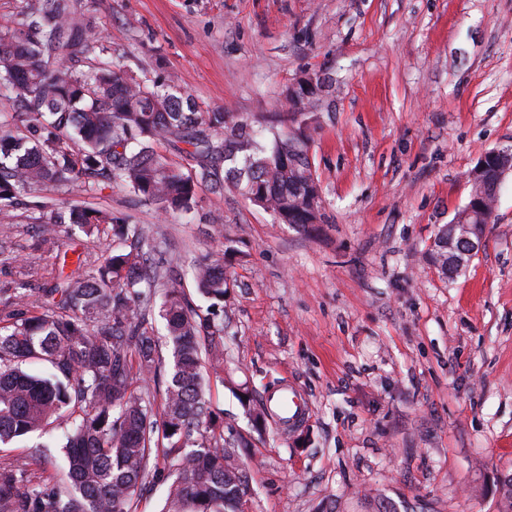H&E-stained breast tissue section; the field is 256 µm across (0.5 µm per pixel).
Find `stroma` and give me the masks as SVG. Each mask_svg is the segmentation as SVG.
Returning a JSON list of instances; mask_svg holds the SVG:
<instances>
[{
    "mask_svg": "<svg viewBox=\"0 0 512 512\" xmlns=\"http://www.w3.org/2000/svg\"><path fill=\"white\" fill-rule=\"evenodd\" d=\"M80 3L131 74L174 79L258 132L287 131L289 88L324 80L309 119L324 221L309 231L229 190L200 188L173 216L121 186L38 195L151 227L149 263L187 290L193 261L226 251L224 365L207 395L246 443L251 512H498L512 474V177L459 273L438 272L429 248L477 160L512 147V0ZM34 215L0 209V284L28 261L68 274L80 252L130 248L65 229L37 250ZM286 381L308 419L256 427L252 410Z\"/></svg>",
    "mask_w": 512,
    "mask_h": 512,
    "instance_id": "stroma-1",
    "label": "stroma"
}]
</instances>
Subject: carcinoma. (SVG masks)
I'll return each mask as SVG.
<instances>
[{
    "mask_svg": "<svg viewBox=\"0 0 512 512\" xmlns=\"http://www.w3.org/2000/svg\"><path fill=\"white\" fill-rule=\"evenodd\" d=\"M0 208L36 209L38 248L58 246L67 224L97 239L131 240L44 289L42 312L30 314L26 282L0 288L13 308L0 314V444L49 423L70 426L64 465L36 478L47 455L41 444L0 463V512H136L150 459L172 480L161 512H236L248 476L228 457L240 445L206 396L203 362L224 356V298L230 279L224 254L198 261L194 286L207 301L195 306L164 272L147 263L149 227L112 210H64L30 200L37 190L95 195L120 185L169 214L190 211L198 188H233L282 224L304 231L323 223L312 172L310 136L302 123L270 145L224 111L203 112L176 85L135 78L116 63L93 15L78 0H26L0 27ZM172 145L185 167L159 153ZM447 232L440 228L431 262L448 274ZM172 345L161 409L149 382L160 355L149 317L155 302ZM46 363L38 375L25 365Z\"/></svg>",
    "mask_w": 512,
    "mask_h": 512,
    "instance_id": "1",
    "label": "carcinoma"
}]
</instances>
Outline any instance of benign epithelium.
<instances>
[{
	"instance_id": "obj_1",
	"label": "benign epithelium",
	"mask_w": 512,
	"mask_h": 512,
	"mask_svg": "<svg viewBox=\"0 0 512 512\" xmlns=\"http://www.w3.org/2000/svg\"><path fill=\"white\" fill-rule=\"evenodd\" d=\"M495 162L493 171H488L486 160ZM512 175V149H495L481 157L477 167L468 173L470 181L476 185L472 193V202L465 207V211L457 215L452 222L451 232L448 234V250H455V241L467 242V249L459 251L455 262L466 264L483 244L484 234L479 226L470 223L474 218L480 222H488L495 216L494 204L498 190L507 175Z\"/></svg>"
}]
</instances>
